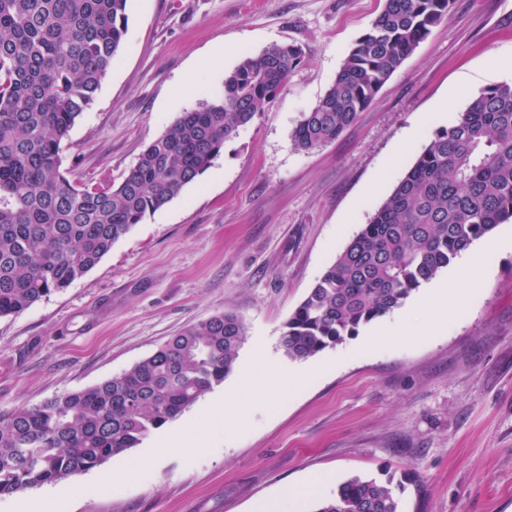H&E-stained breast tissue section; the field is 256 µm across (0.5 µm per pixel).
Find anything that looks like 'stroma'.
Segmentation results:
<instances>
[{
  "label": "stroma",
  "mask_w": 512,
  "mask_h": 512,
  "mask_svg": "<svg viewBox=\"0 0 512 512\" xmlns=\"http://www.w3.org/2000/svg\"><path fill=\"white\" fill-rule=\"evenodd\" d=\"M383 0H128L123 46L70 132L72 178L119 182L181 112L219 91L242 54L297 44L304 62L269 110L227 141L215 176L188 185L119 239L82 278L0 316V411L94 386L132 368L187 324L241 318L237 368L174 418L206 451L162 447V431L83 474L62 512H256L323 471L319 499L360 477L395 485L401 512H512V250L485 256L483 280L459 265L468 303L428 336L386 337L381 317L304 360L280 346L307 292L402 180L434 132L483 89L506 82L512 0H455L336 141L304 152L291 133L333 84ZM229 43L221 69L206 67ZM190 95L175 99L178 86ZM266 348L294 377L262 398L241 378ZM242 410L201 420L212 395ZM153 467L138 464L147 453Z\"/></svg>",
  "instance_id": "35a3bbf8"
}]
</instances>
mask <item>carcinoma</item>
Instances as JSON below:
<instances>
[{"label": "carcinoma", "instance_id": "obj_1", "mask_svg": "<svg viewBox=\"0 0 512 512\" xmlns=\"http://www.w3.org/2000/svg\"><path fill=\"white\" fill-rule=\"evenodd\" d=\"M128 0H0V316L24 312L92 269L145 216L212 166L267 112L303 49L243 56L212 100L150 143L118 184L72 180L64 142L127 31ZM453 0H384L291 138L335 141L430 34ZM512 220V83L490 86L440 127L368 224L290 314L280 345L303 360L401 307L461 252ZM243 321L183 327L128 372L34 406L0 411V494L55 483L134 448L223 383ZM315 512H400L393 489L352 478Z\"/></svg>", "mask_w": 512, "mask_h": 512}]
</instances>
